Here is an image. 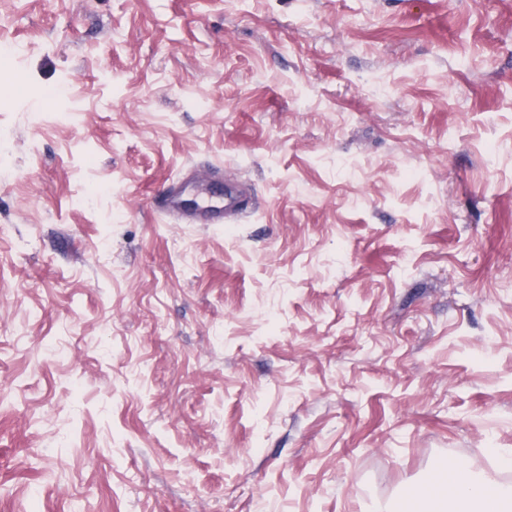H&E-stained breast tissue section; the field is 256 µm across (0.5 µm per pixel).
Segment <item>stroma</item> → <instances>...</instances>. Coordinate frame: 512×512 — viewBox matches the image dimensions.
Wrapping results in <instances>:
<instances>
[{
  "label": "stroma",
  "mask_w": 512,
  "mask_h": 512,
  "mask_svg": "<svg viewBox=\"0 0 512 512\" xmlns=\"http://www.w3.org/2000/svg\"><path fill=\"white\" fill-rule=\"evenodd\" d=\"M0 512H400L512 458V0H0ZM244 194L170 216L194 172ZM247 208L248 202L240 196L229 197L223 203L215 202L208 196H200L194 211L202 218L203 223L200 224H217L221 219H224V211L228 213H243Z\"/></svg>",
  "instance_id": "obj_1"
}]
</instances>
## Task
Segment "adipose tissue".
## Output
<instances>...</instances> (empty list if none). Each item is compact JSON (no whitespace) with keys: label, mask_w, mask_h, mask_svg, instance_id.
<instances>
[{"label":"adipose tissue","mask_w":512,"mask_h":512,"mask_svg":"<svg viewBox=\"0 0 512 512\" xmlns=\"http://www.w3.org/2000/svg\"><path fill=\"white\" fill-rule=\"evenodd\" d=\"M451 486L431 480L413 489L415 512H512V487L495 476L475 478L470 465L456 461L448 468Z\"/></svg>","instance_id":"obj_1"}]
</instances>
